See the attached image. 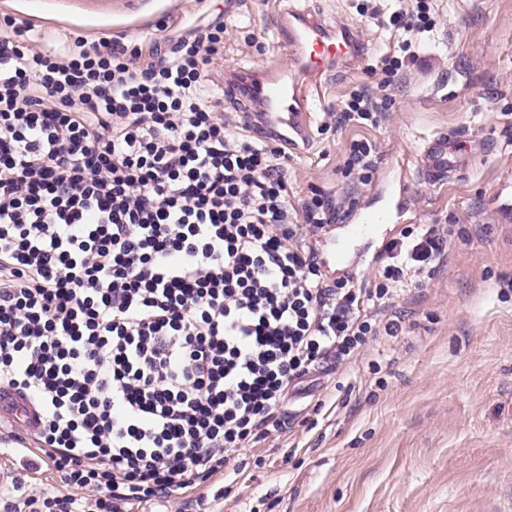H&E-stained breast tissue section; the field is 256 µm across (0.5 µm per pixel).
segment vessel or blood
<instances>
[{
  "instance_id": "1",
  "label": "vessel or blood",
  "mask_w": 512,
  "mask_h": 512,
  "mask_svg": "<svg viewBox=\"0 0 512 512\" xmlns=\"http://www.w3.org/2000/svg\"><path fill=\"white\" fill-rule=\"evenodd\" d=\"M275 41L290 60L288 66H269L244 73L243 87L228 84L227 97H244L255 104L250 118L254 127L283 137L291 149L309 141V92L330 67L360 56L362 43L347 25L328 26L311 12L291 8L274 15ZM462 160L448 149L447 133L427 139L415 157V176L430 185H445L463 169ZM388 211H363L348 225L347 240L369 237L380 225L390 223ZM10 417L33 425L34 406L21 394L0 390V418Z\"/></svg>"
}]
</instances>
